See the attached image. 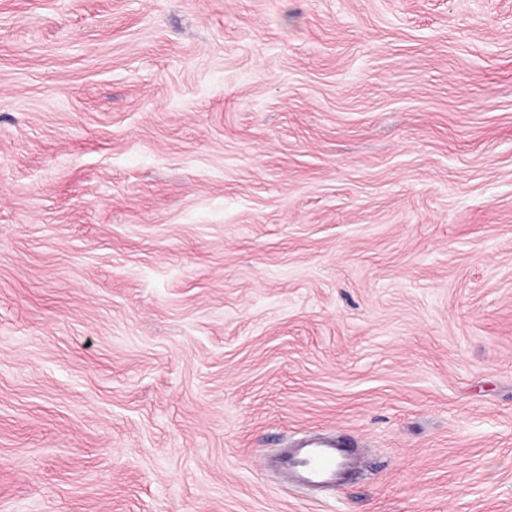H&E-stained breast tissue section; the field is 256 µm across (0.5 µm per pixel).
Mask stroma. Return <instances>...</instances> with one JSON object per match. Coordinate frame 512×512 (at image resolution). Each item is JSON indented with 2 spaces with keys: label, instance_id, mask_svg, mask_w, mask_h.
Instances as JSON below:
<instances>
[{
  "label": "stroma",
  "instance_id": "35a3bbf8",
  "mask_svg": "<svg viewBox=\"0 0 512 512\" xmlns=\"http://www.w3.org/2000/svg\"><path fill=\"white\" fill-rule=\"evenodd\" d=\"M0 512H512V0H0ZM348 454L332 440L305 439L290 448L288 474L301 487L336 484L344 470L352 467Z\"/></svg>",
  "mask_w": 512,
  "mask_h": 512
}]
</instances>
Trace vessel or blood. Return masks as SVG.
Here are the masks:
<instances>
[{
	"label": "vessel or blood",
	"mask_w": 512,
	"mask_h": 512,
	"mask_svg": "<svg viewBox=\"0 0 512 512\" xmlns=\"http://www.w3.org/2000/svg\"><path fill=\"white\" fill-rule=\"evenodd\" d=\"M351 466V458L332 440H302L288 456V473L302 487L334 485Z\"/></svg>",
	"instance_id": "obj_1"
}]
</instances>
